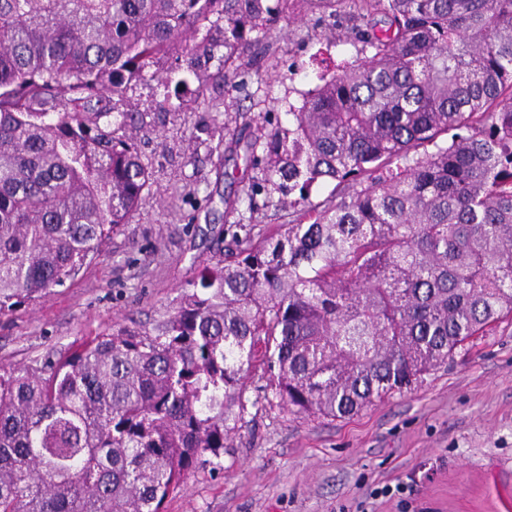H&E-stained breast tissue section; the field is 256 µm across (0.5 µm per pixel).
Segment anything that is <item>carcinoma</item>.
<instances>
[{"mask_svg": "<svg viewBox=\"0 0 512 512\" xmlns=\"http://www.w3.org/2000/svg\"><path fill=\"white\" fill-rule=\"evenodd\" d=\"M360 57L288 125L223 127L228 253L153 328L0 367V512H162L223 468L256 362L289 411L345 418L512 322V0H0V315L74 278L149 195L133 81L180 57L224 87L295 6ZM182 108L187 81H162ZM333 182L330 197L309 199ZM263 206L293 208L259 225ZM264 198V192H261L254 196L255 206L256 208L259 209V214H256V216L259 217L258 220H262L264 224H287L288 221L292 219L291 213L293 212V210L288 208V205H286V207L279 209L278 211H274L273 209L263 210Z\"/></svg>", "mask_w": 512, "mask_h": 512, "instance_id": "carcinoma-1", "label": "carcinoma"}]
</instances>
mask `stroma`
Returning <instances> with one entry per match:
<instances>
[{
    "label": "stroma",
    "mask_w": 512,
    "mask_h": 512,
    "mask_svg": "<svg viewBox=\"0 0 512 512\" xmlns=\"http://www.w3.org/2000/svg\"><path fill=\"white\" fill-rule=\"evenodd\" d=\"M314 16L279 22L246 58L239 86L225 92L217 62L207 108H155V83L131 87L140 157L151 194L129 224L65 286L0 315V364L58 359L118 327L152 324L176 306L224 252V178L232 160L218 127L289 105L318 83L311 57L341 66L354 46L327 44ZM253 370L248 421L220 471L188 476L164 512H512V323L473 337L411 391L352 418L294 414L265 396Z\"/></svg>",
    "instance_id": "stroma-1"
}]
</instances>
